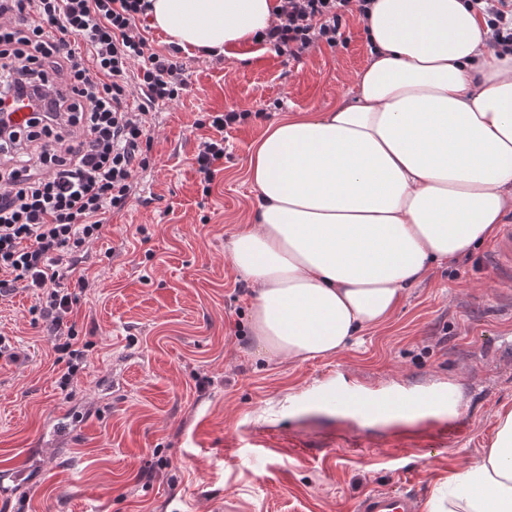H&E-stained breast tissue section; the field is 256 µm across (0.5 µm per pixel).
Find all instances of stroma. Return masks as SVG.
<instances>
[{
    "label": "stroma",
    "mask_w": 512,
    "mask_h": 512,
    "mask_svg": "<svg viewBox=\"0 0 512 512\" xmlns=\"http://www.w3.org/2000/svg\"><path fill=\"white\" fill-rule=\"evenodd\" d=\"M344 37L290 65L256 43L222 58L183 52L191 90L156 112L135 201L90 245L87 287L69 284L85 354L71 393L56 385L66 364L33 321L32 295L0 299V470L24 462L32 474L0 512H355L377 489L426 501L489 447L497 412L512 407V284L489 263L494 242L434 267L347 350L304 363L256 353L252 290L228 250L256 217L250 156L268 126L348 95L369 60L363 21L348 19ZM228 110L254 117L229 130L206 197L194 122ZM448 383L464 421L451 437L433 417L368 425L326 396ZM60 410L78 420L64 448L48 443Z\"/></svg>",
    "instance_id": "35a3bbf8"
}]
</instances>
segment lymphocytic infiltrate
<instances>
[{"instance_id":"1","label":"lymphocytic infiltrate","mask_w":512,"mask_h":512,"mask_svg":"<svg viewBox=\"0 0 512 512\" xmlns=\"http://www.w3.org/2000/svg\"><path fill=\"white\" fill-rule=\"evenodd\" d=\"M465 5L486 20L495 45L512 48V0ZM148 9V0H0V297L21 288L35 297L54 349L70 358L58 380L64 391L81 357L68 327L76 297L65 283L150 163V104L190 88L180 48L149 44ZM369 9L370 0H288L258 41L297 61L342 43L346 16L363 19ZM23 96L37 105L18 127L6 101ZM249 116L196 120L206 132L196 155L204 185L224 159L226 130Z\"/></svg>"}]
</instances>
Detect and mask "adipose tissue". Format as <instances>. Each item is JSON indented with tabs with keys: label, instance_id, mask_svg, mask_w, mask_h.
<instances>
[{
	"label": "adipose tissue",
	"instance_id": "ef3b65f1",
	"mask_svg": "<svg viewBox=\"0 0 512 512\" xmlns=\"http://www.w3.org/2000/svg\"><path fill=\"white\" fill-rule=\"evenodd\" d=\"M183 49L230 54L288 0H150ZM354 94L271 125L250 158L256 224L230 243L254 287L259 353L328 357L386 323L432 266L492 240L512 212V52L463 0H373ZM425 512H512V408Z\"/></svg>",
	"mask_w": 512,
	"mask_h": 512
}]
</instances>
